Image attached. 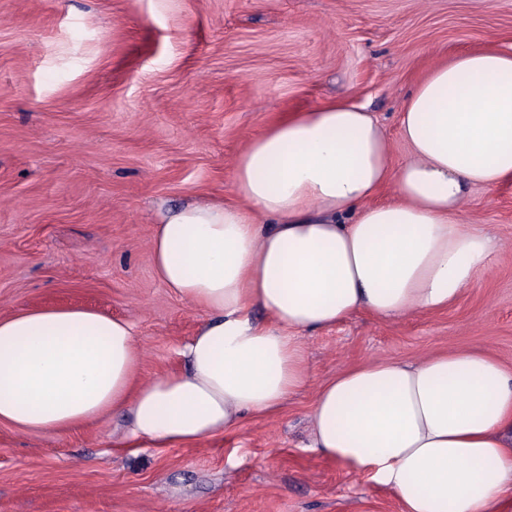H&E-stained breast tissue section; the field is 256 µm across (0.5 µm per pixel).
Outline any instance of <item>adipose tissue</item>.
I'll return each instance as SVG.
<instances>
[{"mask_svg":"<svg viewBox=\"0 0 512 512\" xmlns=\"http://www.w3.org/2000/svg\"><path fill=\"white\" fill-rule=\"evenodd\" d=\"M388 135L332 102L269 126L238 155L233 195L162 214L150 251L166 288L203 310L182 369L140 384L132 324L80 306L0 317V425L65 434L128 412L126 445H191L280 411L311 378L304 333L366 312L439 313L499 242L459 214L512 180V51L432 67ZM393 197L376 202L383 187ZM311 446L388 488L401 512H504L512 370L483 350L372 361L322 385Z\"/></svg>","mask_w":512,"mask_h":512,"instance_id":"adipose-tissue-1","label":"adipose tissue"}]
</instances>
